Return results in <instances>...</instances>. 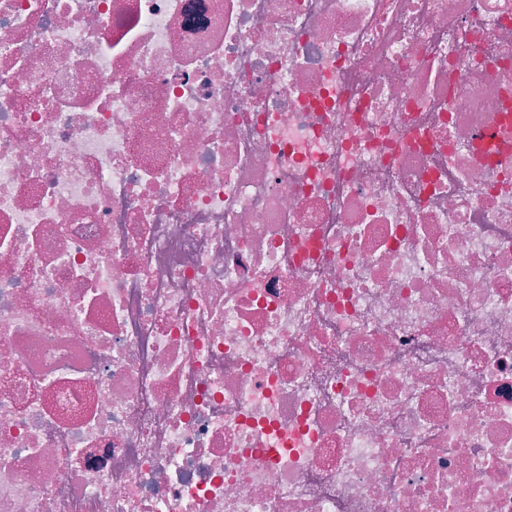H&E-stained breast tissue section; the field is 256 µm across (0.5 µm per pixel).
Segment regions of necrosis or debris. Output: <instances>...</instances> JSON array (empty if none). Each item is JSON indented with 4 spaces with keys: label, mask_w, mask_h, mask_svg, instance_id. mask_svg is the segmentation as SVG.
<instances>
[{
    "label": "necrosis or debris",
    "mask_w": 512,
    "mask_h": 512,
    "mask_svg": "<svg viewBox=\"0 0 512 512\" xmlns=\"http://www.w3.org/2000/svg\"><path fill=\"white\" fill-rule=\"evenodd\" d=\"M0 512H512V0H0Z\"/></svg>",
    "instance_id": "obj_1"
}]
</instances>
